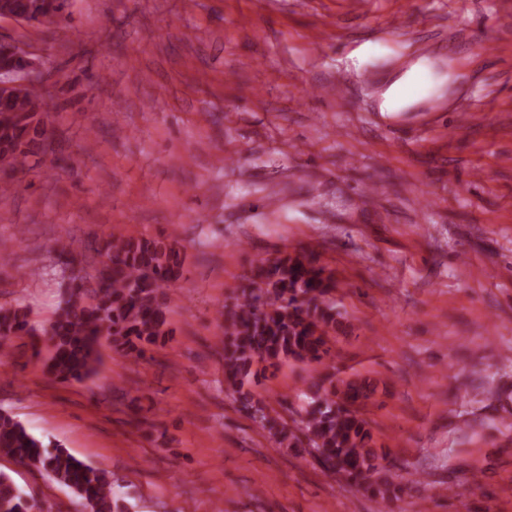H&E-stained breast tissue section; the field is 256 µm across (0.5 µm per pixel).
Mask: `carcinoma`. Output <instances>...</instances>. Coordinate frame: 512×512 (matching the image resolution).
<instances>
[{"label":"carcinoma","mask_w":512,"mask_h":512,"mask_svg":"<svg viewBox=\"0 0 512 512\" xmlns=\"http://www.w3.org/2000/svg\"><path fill=\"white\" fill-rule=\"evenodd\" d=\"M66 0H0V9L27 15L51 29ZM42 87L32 82L17 88L0 104V163L16 173L25 171L36 138L45 134ZM85 249L105 253L108 263L97 271L95 285L75 276L64 306L44 329L50 347L47 371L62 381L89 378L100 362L99 338L106 334L118 349L136 350L165 335V289L180 276L182 262L174 247L163 241L112 237ZM333 274L304 251L257 265L250 285L233 307L219 311L224 334L218 345L224 358V392L238 396L254 409L259 427L280 448H297L301 440L313 449L321 469L340 475L382 500L390 499L392 484L379 476L373 435L360 408L374 392L360 379L335 382L326 374L312 383L313 402L294 433L279 414L253 408L244 384L258 364L278 365L289 359L320 363L330 354V333L340 312L332 300ZM29 330L18 307L0 306V356L11 338ZM0 456L16 459L70 489L82 512H127L113 491L107 472L87 464L62 448L48 450L8 412L0 411ZM35 505L12 477L0 470V512H33Z\"/></svg>","instance_id":"1"}]
</instances>
